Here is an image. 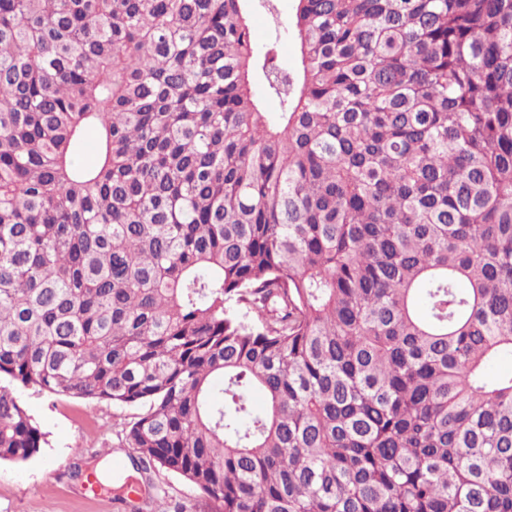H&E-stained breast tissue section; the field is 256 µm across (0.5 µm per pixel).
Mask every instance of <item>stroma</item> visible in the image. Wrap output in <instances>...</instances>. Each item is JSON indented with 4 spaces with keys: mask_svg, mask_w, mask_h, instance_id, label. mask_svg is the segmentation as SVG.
<instances>
[{
    "mask_svg": "<svg viewBox=\"0 0 512 512\" xmlns=\"http://www.w3.org/2000/svg\"><path fill=\"white\" fill-rule=\"evenodd\" d=\"M21 399L46 434L42 452L22 463L0 462V512H206L200 492L185 478L159 467L146 473L149 496L131 503L90 492L85 473L97 467L132 473L125 429L138 406L87 401L25 389Z\"/></svg>",
    "mask_w": 512,
    "mask_h": 512,
    "instance_id": "35a3bbf8",
    "label": "stroma"
}]
</instances>
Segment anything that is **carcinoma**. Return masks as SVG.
I'll return each instance as SVG.
<instances>
[{
	"label": "carcinoma",
	"mask_w": 512,
	"mask_h": 512,
	"mask_svg": "<svg viewBox=\"0 0 512 512\" xmlns=\"http://www.w3.org/2000/svg\"><path fill=\"white\" fill-rule=\"evenodd\" d=\"M279 28L0 0V461L34 388L145 406L216 512H512V0H294L290 72Z\"/></svg>",
	"instance_id": "cac0c4a2"
}]
</instances>
